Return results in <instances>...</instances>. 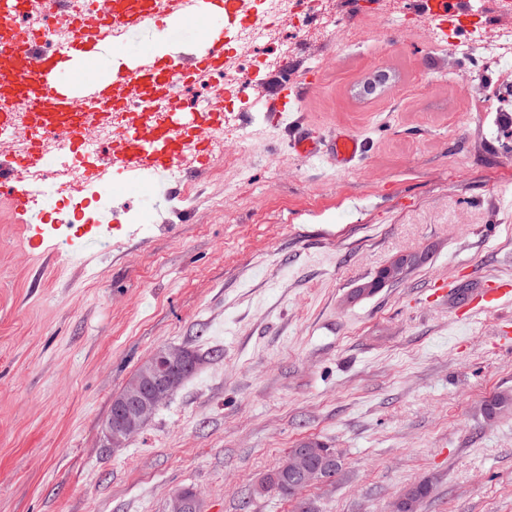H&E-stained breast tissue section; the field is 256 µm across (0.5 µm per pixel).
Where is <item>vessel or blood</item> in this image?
Wrapping results in <instances>:
<instances>
[{"instance_id": "1", "label": "vessel or blood", "mask_w": 512, "mask_h": 512, "mask_svg": "<svg viewBox=\"0 0 512 512\" xmlns=\"http://www.w3.org/2000/svg\"><path fill=\"white\" fill-rule=\"evenodd\" d=\"M151 0H108V18L98 28L86 23L76 25L69 42L53 51L46 50L41 32L27 33L15 41L16 21L35 0H8L0 6V127L15 124L25 114L34 140L22 157L0 160V193H6L19 215H28L31 207L18 172L41 167L44 154L41 142L60 140L71 144L83 138L88 124L108 119L118 96L128 95L154 103L167 102L166 111L154 113L148 128L131 127L126 142L113 164L120 182L136 190L134 176L148 168L156 175L167 172L185 152L197 126L195 113L186 111L181 101L172 99L174 87L191 82L200 72L224 65L225 39L236 25V0H167L165 7L154 9ZM410 9L422 11L433 42L448 38L447 20L464 15L469 0H410ZM193 27L197 51L191 63L144 64L137 58L125 59L116 72L97 68L100 44H108L120 54L126 36L148 28L179 31ZM94 68L93 80H84L87 68ZM82 76L77 89L63 80L65 72ZM303 90L300 86L278 84L275 96L266 106L273 119L299 111ZM290 148L303 157L319 155L320 141L302 128L299 121L287 126ZM328 152L340 169H348L366 152L364 141L349 132H337ZM512 297V285L492 281L482 288L478 303L499 306Z\"/></svg>"}]
</instances>
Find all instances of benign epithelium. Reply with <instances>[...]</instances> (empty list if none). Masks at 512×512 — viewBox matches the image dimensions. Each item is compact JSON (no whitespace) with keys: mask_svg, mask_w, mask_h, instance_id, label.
I'll list each match as a JSON object with an SVG mask.
<instances>
[{"mask_svg":"<svg viewBox=\"0 0 512 512\" xmlns=\"http://www.w3.org/2000/svg\"><path fill=\"white\" fill-rule=\"evenodd\" d=\"M407 262L406 257L392 261L375 276V280L389 282L400 279ZM196 365L194 359L179 349L161 350L158 358L152 360L146 379L126 387L112 400L111 411L104 424L107 447L114 451L124 447L131 436L149 423ZM326 453L327 449L322 447L297 448L282 458L278 474H291L297 479V483L288 487V496H295L315 482L332 480L327 474V467L317 460ZM198 505L196 494L177 491L171 495L168 512H196Z\"/></svg>","mask_w":512,"mask_h":512,"instance_id":"benign-epithelium-1","label":"benign epithelium"}]
</instances>
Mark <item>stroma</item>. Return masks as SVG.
Segmentation results:
<instances>
[{
	"mask_svg": "<svg viewBox=\"0 0 512 512\" xmlns=\"http://www.w3.org/2000/svg\"><path fill=\"white\" fill-rule=\"evenodd\" d=\"M396 18L339 14L248 90L321 79L305 125L368 143L354 169L291 153L266 112H235L237 171L196 173L193 201L112 197L109 242L85 224H25L0 195V512H167L189 488L204 512H512V301L480 308V280L512 281V95L464 102L477 69L428 43L392 41ZM391 83L358 90L374 70ZM415 80L431 90L410 94ZM150 208L148 229L129 212ZM418 256L374 296L351 291L391 259ZM448 281L453 295L437 298ZM203 353L147 427L106 448L113 398L158 349ZM339 451L335 479L300 500L257 483L290 448ZM483 72L480 70L477 74H466L457 80V95L460 100H467L471 97L473 90L479 84L482 86L489 97L498 93V87L492 84L487 85L482 80Z\"/></svg>",
	"mask_w": 512,
	"mask_h": 512,
	"instance_id": "35a3bbf8",
	"label": "stroma"
}]
</instances>
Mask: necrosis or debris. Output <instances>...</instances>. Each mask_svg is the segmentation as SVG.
Masks as SVG:
<instances>
[{
  "label": "necrosis or debris",
  "instance_id": "obj_1",
  "mask_svg": "<svg viewBox=\"0 0 512 512\" xmlns=\"http://www.w3.org/2000/svg\"><path fill=\"white\" fill-rule=\"evenodd\" d=\"M477 10L461 18L463 38L449 40L451 52L457 56L469 54L472 46L481 45L486 68L494 71L512 70V0H478ZM239 25L224 52L223 69L200 76L199 82L208 90L207 107L233 112L227 104L228 88H241L252 84L262 71L272 68L274 57L253 53L252 45L260 38L280 40L283 33L293 35L288 51H295L298 42L315 32H331L336 25L334 0H262L252 5L251 0H238ZM503 17L493 38L484 35V19L488 12ZM151 118L145 104L137 99L122 101L107 121L93 124L80 151L71 153L65 166H58L57 156L62 150L60 141L44 145L47 162L36 170H22L21 181L30 198L35 215L56 209L72 217H80L85 206L97 212L109 211L112 193L92 185L87 177L88 164L99 160L97 146L108 141L120 145L129 127L147 123Z\"/></svg>",
  "mask_w": 512,
  "mask_h": 512
}]
</instances>
